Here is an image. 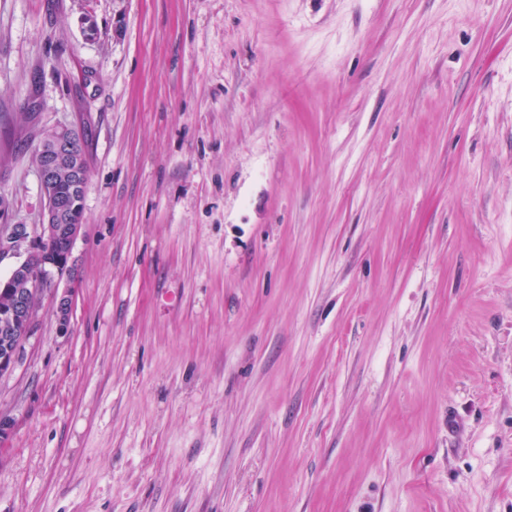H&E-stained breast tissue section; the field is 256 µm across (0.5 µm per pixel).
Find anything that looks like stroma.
I'll use <instances>...</instances> for the list:
<instances>
[{
  "label": "stroma",
  "mask_w": 512,
  "mask_h": 512,
  "mask_svg": "<svg viewBox=\"0 0 512 512\" xmlns=\"http://www.w3.org/2000/svg\"><path fill=\"white\" fill-rule=\"evenodd\" d=\"M74 123L0 512H512V0H0V225Z\"/></svg>",
  "instance_id": "35a3bbf8"
}]
</instances>
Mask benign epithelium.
Returning <instances> with one entry per match:
<instances>
[{
    "mask_svg": "<svg viewBox=\"0 0 512 512\" xmlns=\"http://www.w3.org/2000/svg\"><path fill=\"white\" fill-rule=\"evenodd\" d=\"M78 130L72 125H60L47 132L33 154L43 195L46 200L38 224H9L0 231V255L25 249L26 257L16 264L9 276L0 278V334L12 336L18 327L33 328L35 311L43 288L51 273L60 276L70 273L72 250L81 225L69 224V215L78 209L77 195H59L55 186L67 176L73 187L82 186L83 167L74 143ZM72 289L67 288L56 298L59 329L65 333L69 326Z\"/></svg>",
    "mask_w": 512,
    "mask_h": 512,
    "instance_id": "benign-epithelium-1",
    "label": "benign epithelium"
}]
</instances>
